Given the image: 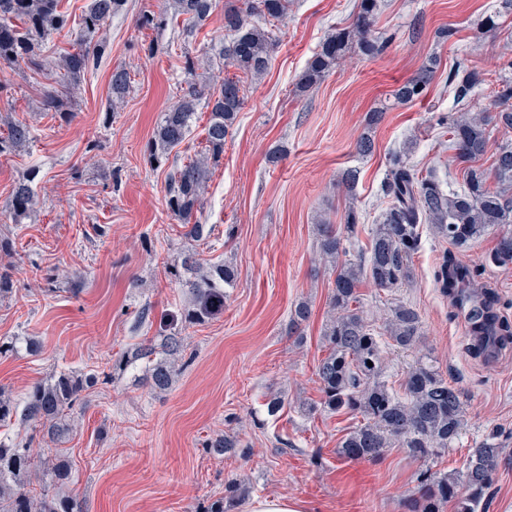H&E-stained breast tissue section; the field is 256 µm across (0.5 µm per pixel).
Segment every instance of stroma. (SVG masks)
Instances as JSON below:
<instances>
[{"label":"stroma","mask_w":512,"mask_h":512,"mask_svg":"<svg viewBox=\"0 0 512 512\" xmlns=\"http://www.w3.org/2000/svg\"><path fill=\"white\" fill-rule=\"evenodd\" d=\"M192 40L185 24L167 18L137 24L143 12L160 14L167 0H127L107 24L100 66L75 87L49 75L80 32L89 0H62L67 33L45 41L44 67L0 65V134L5 118L23 120L33 138L0 156V341L16 340L0 356V390L22 402L33 383L65 371L109 374L85 394L73 430L59 440L72 465L63 494L82 512H200L211 500L235 496L233 512L257 497L283 495L312 512H408L421 471L463 470L470 449L494 432H512V343L479 350L472 326L438 278L444 257L470 268L494 299L496 326L512 331V267L488 260L499 228L458 248L422 227L413 278L396 288L360 287V307L382 331L394 303L414 307L421 342L411 351L382 345L383 378L401 391L419 359L434 361L466 399L463 432L444 455L423 461L408 449H386L376 460L337 455L339 440L359 423L340 412L307 415L319 401L316 366L325 357L322 329L330 315L334 276L316 260L319 219L343 227L345 211L361 214L351 254L367 253L371 230L385 206L387 154L407 140L412 162L443 187L459 189L462 166L438 122L448 112V70L460 59L484 83L474 109L496 111L492 90L512 57V11L502 0H382L373 30L388 44L374 58L350 50L340 68L304 94L296 85L327 32L348 26L358 0H292L288 16L272 21L275 43L267 72L242 78L245 104L211 167L198 213L206 236L187 237L166 205L167 172L200 151L209 117L199 108L184 144L159 167L147 147L187 78L185 56H201L224 36V4ZM499 13L503 33L476 39L478 25ZM455 36L441 40V29ZM439 66L423 97L400 105L390 94L429 57ZM122 67L131 89L119 111L109 109L110 76ZM56 92L64 111L43 107ZM384 108L370 131L372 154L358 153L368 112ZM356 171L353 195L342 175ZM32 178L38 203L14 220L15 183ZM226 264L237 273L224 312L202 324L178 327L187 357L171 387L152 389L143 347L160 348L170 314L188 305L189 289L172 282L167 267L186 255ZM308 303L310 317L291 329V315ZM39 342L31 354L26 339ZM283 410L266 413L270 396ZM226 436L232 452L209 444Z\"/></svg>","instance_id":"stroma-1"}]
</instances>
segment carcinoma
Wrapping results in <instances>:
<instances>
[{"mask_svg": "<svg viewBox=\"0 0 512 512\" xmlns=\"http://www.w3.org/2000/svg\"><path fill=\"white\" fill-rule=\"evenodd\" d=\"M126 0H90L82 19L79 43L58 62L57 82L63 87L77 85L106 49L103 28L119 13ZM358 12L351 25L336 27L324 38L299 82L304 93L320 82L353 47L368 57L381 54L386 40L373 33L379 9L378 0H358ZM174 16L185 17V33L203 27L213 10V0H174ZM288 12V0H232L224 5V32L227 43L213 47L216 54L200 60H187L186 88L178 103L164 113L153 133L147 163L161 159L186 139L200 101H205L209 120L205 128L204 151L168 173L166 197L172 216L183 223L187 234L204 237L205 225L197 220L205 188L207 168L224 153V142L238 113L244 106L240 80L226 77L219 89L205 95L208 70L213 59L225 67L259 76L269 65L273 31L260 21L281 20ZM69 15L61 0H0V64L29 66L37 64L42 43L67 28ZM436 69L429 59L420 71L393 93L394 103L406 104L421 98ZM498 77L494 98L502 104L495 112L469 109L468 98L483 84L479 73L463 63L448 72V88L453 94L455 112L448 116V133L456 159L464 164L463 185L444 191L435 177L423 174L411 162V147L403 146L388 157V173L382 188L387 206L380 223L372 230L368 255L349 257L343 238H351L359 224L355 207L345 215L346 236L334 225L321 221L320 260L334 272L330 300L333 315L326 321L322 339L327 350L316 369L321 401L310 404V414L348 411L362 417V423L339 442L337 454L344 458L374 459L397 444L420 459L437 457L458 440L465 424V401L461 391L432 364L416 362L408 371L403 395L391 392L382 378L380 344L370 325L360 315L359 288L366 280L379 288H390L410 281L412 259L420 242V225L429 224L434 233L464 248L499 224H512V142H503L492 154V164H480L487 155L492 124L512 129V60ZM110 109L121 105L130 91L129 72L112 70ZM30 127L19 120L8 123V135L0 138V155L25 147ZM30 176L13 188L10 210L15 220L33 212L37 197ZM499 267L512 265V232L501 235L490 254ZM234 271L214 265L200 279L190 283L194 298L181 321L202 324L224 311V288L234 282ZM384 331L391 346L409 351L422 336L420 317L412 306L400 303L390 309ZM168 358L151 369L152 387L167 389L172 381L178 356L179 337L164 336ZM373 366H368V363ZM98 382L94 374L60 373L35 383L27 392L23 406L0 397V425L17 421L33 426L51 441L71 430V416L84 400L83 392ZM505 445L496 437L478 443L470 450L466 469L436 476L420 474V489L410 500V512H441L451 502L454 512H481L482 500ZM51 458H40L23 443L0 442V512H81L76 500L54 491L70 479V462L61 448H51ZM39 487H34V484Z\"/></svg>", "mask_w": 512, "mask_h": 512, "instance_id": "1", "label": "carcinoma"}]
</instances>
